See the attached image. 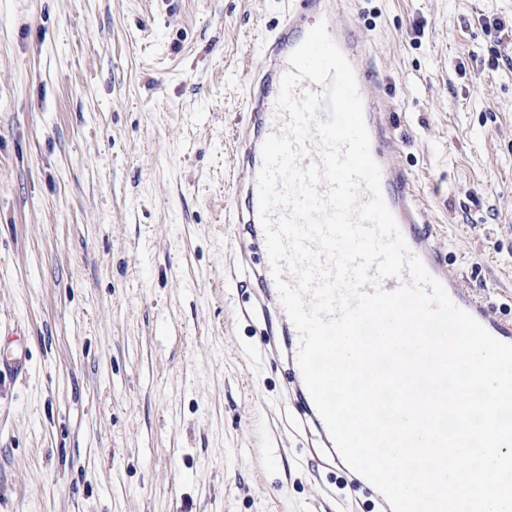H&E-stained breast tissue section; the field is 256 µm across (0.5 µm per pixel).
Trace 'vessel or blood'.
Returning a JSON list of instances; mask_svg holds the SVG:
<instances>
[{"instance_id": "vessel-or-blood-1", "label": "vessel or blood", "mask_w": 512, "mask_h": 512, "mask_svg": "<svg viewBox=\"0 0 512 512\" xmlns=\"http://www.w3.org/2000/svg\"><path fill=\"white\" fill-rule=\"evenodd\" d=\"M298 7L289 9L270 36L264 63L250 91V136L245 144L242 166L248 176L238 188L244 205L237 210L238 223L251 227L259 221V192L255 164L265 139L282 130L288 120L277 110V89L289 71V57L319 22L326 21L327 30L351 65L363 103L364 120L370 137V152L381 170V191L385 203L394 215L410 252L424 264L429 274L440 282L456 306L468 312L497 340L512 344V322L489 318L483 301L474 295L464 280L448 274V266L440 257L433 228L424 219L418 203L419 188L415 180L396 161L393 124L388 102L374 89V66L365 43L359 38L345 10L347 0H298ZM252 276L260 282L275 303L273 313L280 321L288 316L276 296L278 289L269 260H262Z\"/></svg>"}]
</instances>
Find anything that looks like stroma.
Masks as SVG:
<instances>
[{
  "label": "stroma",
  "instance_id": "1",
  "mask_svg": "<svg viewBox=\"0 0 512 512\" xmlns=\"http://www.w3.org/2000/svg\"><path fill=\"white\" fill-rule=\"evenodd\" d=\"M451 275L512 321V0H352ZM288 0H0V512H370L242 263L236 160ZM252 307L250 318L241 307Z\"/></svg>",
  "mask_w": 512,
  "mask_h": 512
}]
</instances>
